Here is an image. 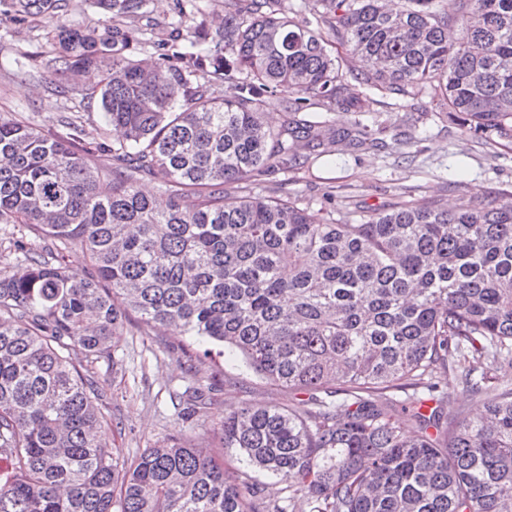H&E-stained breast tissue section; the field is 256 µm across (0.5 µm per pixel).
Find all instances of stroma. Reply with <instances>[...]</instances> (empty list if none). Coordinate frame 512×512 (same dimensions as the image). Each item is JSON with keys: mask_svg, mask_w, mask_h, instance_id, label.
<instances>
[{"mask_svg": "<svg viewBox=\"0 0 512 512\" xmlns=\"http://www.w3.org/2000/svg\"><path fill=\"white\" fill-rule=\"evenodd\" d=\"M98 18L89 0H79L67 16L44 15L29 39L13 36L10 25L0 23V113L25 121L77 112L87 131H94L99 121L98 102L65 99L55 92L52 73L22 65L21 60L51 54L47 35L59 24L77 28ZM415 134L418 142L406 154L345 155L331 170L269 176L265 191L313 206L324 189L332 186L337 195L348 197L350 209L359 212L380 207L406 192L415 198L435 195L450 205L461 197L512 192V150L494 149L461 136L435 111L416 121ZM90 372L105 388L100 411L112 447L133 456L168 437H202L233 471L257 482L266 501L284 497L283 484L249 469L236 449L225 447L219 436L211 434L210 421L248 402L302 408L307 392L272 386L242 361L224 355L220 346L194 342L168 328H148L133 312L125 320L124 336L113 360L91 364ZM196 386L203 387L207 407L192 418H183L174 398Z\"/></svg>", "mask_w": 512, "mask_h": 512, "instance_id": "stroma-1", "label": "stroma"}]
</instances>
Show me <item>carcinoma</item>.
I'll list each match as a JSON object with an SVG mask.
<instances>
[{"instance_id":"carcinoma-1","label":"carcinoma","mask_w":512,"mask_h":512,"mask_svg":"<svg viewBox=\"0 0 512 512\" xmlns=\"http://www.w3.org/2000/svg\"><path fill=\"white\" fill-rule=\"evenodd\" d=\"M76 2L0 0V23L21 33ZM149 2L92 0L98 25L50 35L55 90L100 101L92 147L74 113L0 117V224L56 249L16 239L24 270H0V512H512V388L494 376L512 366V194L399 200L358 221L330 191L311 213L261 187L331 169L343 148L416 142L411 124L390 136L366 118L379 94L427 98L512 149V0H458L454 16L441 0H225L214 23L205 0H173L168 20ZM330 43L366 68H340ZM101 151L112 164L91 162ZM74 244L93 277L59 257ZM130 311L309 392L300 411L248 403L213 422L285 504L191 442L108 449L103 390L71 354L111 358ZM450 378L482 416L445 410Z\"/></svg>"}]
</instances>
